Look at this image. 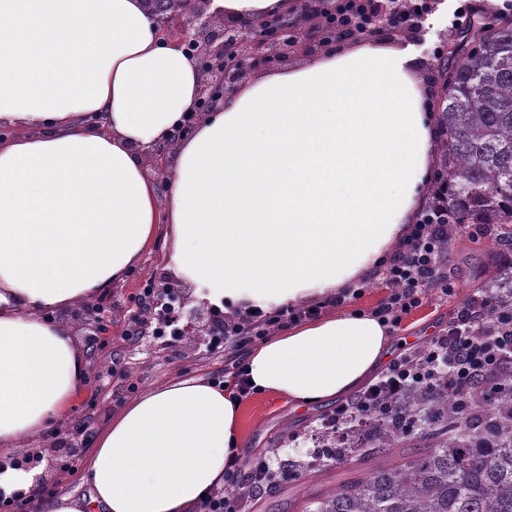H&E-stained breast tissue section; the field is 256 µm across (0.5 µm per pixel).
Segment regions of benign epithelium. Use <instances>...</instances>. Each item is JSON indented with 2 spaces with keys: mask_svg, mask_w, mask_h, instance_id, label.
<instances>
[{
  "mask_svg": "<svg viewBox=\"0 0 512 512\" xmlns=\"http://www.w3.org/2000/svg\"><path fill=\"white\" fill-rule=\"evenodd\" d=\"M207 4L208 0H189L187 15L181 21H161L163 35L176 45L192 50L199 64L206 68L198 96L197 114L201 116L219 108L225 93L248 74L255 60H280L292 50L312 52L332 38L319 27H304L308 17L334 11L335 6L328 4V0H301L296 17H282L264 30L254 28L249 22L225 27L207 11ZM370 11L373 27L369 28L368 37L388 28L404 32L396 23L403 13L402 0H370ZM168 153L165 145L145 151L149 166L162 177L159 181L162 187L167 186L165 156ZM218 330V326L203 324L192 315L182 335L204 336Z\"/></svg>",
  "mask_w": 512,
  "mask_h": 512,
  "instance_id": "1",
  "label": "benign epithelium"
}]
</instances>
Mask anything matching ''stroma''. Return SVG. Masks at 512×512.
Here are the masks:
<instances>
[{
    "mask_svg": "<svg viewBox=\"0 0 512 512\" xmlns=\"http://www.w3.org/2000/svg\"><path fill=\"white\" fill-rule=\"evenodd\" d=\"M459 6V0H433L430 13L424 16L423 32L411 44L428 63L445 54L448 41L469 23V15L461 13ZM492 244V236L481 233L478 225L464 226L459 242L448 251L447 271L454 283L453 292L428 289L421 305L393 329L392 357L425 347L434 337L446 334L453 314L477 291ZM161 254L158 248L147 252L123 284L98 295L109 320L108 334H101L75 313L65 317L87 360L79 396L57 434L22 443L13 452L16 464L43 467L41 490L45 498L88 496L89 487L81 481L80 462L94 448L99 431L130 400L173 378H204L215 383L224 379L229 353L209 349L205 336L172 343L162 316L143 307L144 290L155 285V273L162 266ZM243 405L246 458L277 447L287 449L291 460L312 453V430L337 407L336 401L330 400L300 409L287 400L256 392L244 398ZM342 478L336 468L318 483L299 475L256 491L248 498L245 510L286 512L289 503L327 492Z\"/></svg>",
    "mask_w": 512,
    "mask_h": 512,
    "instance_id": "1",
    "label": "stroma"
}]
</instances>
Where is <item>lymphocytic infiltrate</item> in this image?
<instances>
[{
    "label": "lymphocytic infiltrate",
    "mask_w": 512,
    "mask_h": 512,
    "mask_svg": "<svg viewBox=\"0 0 512 512\" xmlns=\"http://www.w3.org/2000/svg\"><path fill=\"white\" fill-rule=\"evenodd\" d=\"M440 209H432L409 228L397 253L376 268L394 291L378 310L391 325H399L404 315L419 305L430 288L449 293L452 284L436 255V243L446 232ZM420 365L409 357L392 363L380 379L354 401L340 405L327 415L325 424L334 425L357 412H371L383 395L395 396L413 387L430 386L436 375L447 374L451 383L465 389L512 369V310L496 304L486 294L472 296L448 324L446 335L435 337L423 350ZM285 466L268 458L248 462L229 461L224 472V488L212 490L199 503V512H244V501L233 494V486L250 484L264 489L290 477Z\"/></svg>",
    "instance_id": "obj_1"
}]
</instances>
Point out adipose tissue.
I'll list each match as a JSON object with an SVG mask.
<instances>
[{"label":"adipose tissue","instance_id":"obj_1","mask_svg":"<svg viewBox=\"0 0 512 512\" xmlns=\"http://www.w3.org/2000/svg\"><path fill=\"white\" fill-rule=\"evenodd\" d=\"M294 8L210 2L221 20ZM424 72L409 47L363 38L247 80L175 140L163 191L144 151L193 109L192 52L142 0H0V458L79 394L86 362L57 313L122 283L156 240L197 299L245 312L333 296L389 256L436 160ZM391 341L377 315L340 312L266 337L247 366L259 393L314 404L364 384ZM241 415L200 378L144 393L83 459L88 502L38 508L192 512L242 457Z\"/></svg>","mask_w":512,"mask_h":512}]
</instances>
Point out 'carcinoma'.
<instances>
[{
    "label": "carcinoma",
    "instance_id": "obj_1",
    "mask_svg": "<svg viewBox=\"0 0 512 512\" xmlns=\"http://www.w3.org/2000/svg\"><path fill=\"white\" fill-rule=\"evenodd\" d=\"M148 2L162 17L182 15L186 4ZM432 72L441 144L427 205L446 211L437 242L446 266L464 224H488L512 247V18L474 19ZM482 287L512 306V261L496 254ZM389 408L318 428L317 447L335 449L346 465L395 448L415 452L305 499L300 512H512V380L461 392L440 377L434 391L408 390Z\"/></svg>",
    "mask_w": 512,
    "mask_h": 512
}]
</instances>
